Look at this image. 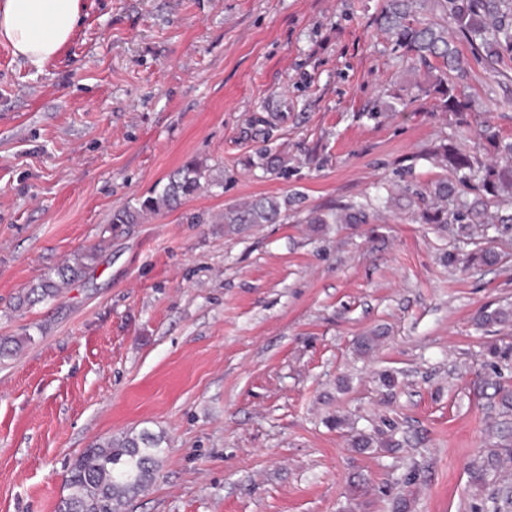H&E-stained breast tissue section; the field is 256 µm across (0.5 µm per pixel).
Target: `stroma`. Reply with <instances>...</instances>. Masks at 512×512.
<instances>
[{"mask_svg":"<svg viewBox=\"0 0 512 512\" xmlns=\"http://www.w3.org/2000/svg\"><path fill=\"white\" fill-rule=\"evenodd\" d=\"M83 3L41 69L0 43V338L20 343L0 357V512H55L86 448L145 430L165 452L125 512H512V359L489 353L512 322H475L512 308V223L473 268L456 222L415 221L457 131L383 0ZM456 44L471 136L512 139V52L488 68ZM394 94L405 111L373 113ZM262 149L287 168L248 167ZM191 161L219 184L112 227ZM262 196L286 201L277 223H216ZM360 204L366 223H330ZM82 259L92 260L91 255H84L77 258L72 264L69 261L57 266L52 272L40 279L36 284L28 288L22 301L19 299V305L23 303L33 304L46 300H54L63 285H68L71 281L83 276L87 269V263Z\"/></svg>","mask_w":512,"mask_h":512,"instance_id":"obj_1","label":"stroma"}]
</instances>
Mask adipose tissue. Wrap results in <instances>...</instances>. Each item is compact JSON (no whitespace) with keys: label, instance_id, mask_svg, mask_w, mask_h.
<instances>
[{"label":"adipose tissue","instance_id":"1","mask_svg":"<svg viewBox=\"0 0 512 512\" xmlns=\"http://www.w3.org/2000/svg\"><path fill=\"white\" fill-rule=\"evenodd\" d=\"M82 11V0H0V42L42 67L73 39Z\"/></svg>","mask_w":512,"mask_h":512}]
</instances>
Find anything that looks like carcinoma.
Segmentation results:
<instances>
[{"label":"carcinoma","instance_id":"obj_1","mask_svg":"<svg viewBox=\"0 0 512 512\" xmlns=\"http://www.w3.org/2000/svg\"><path fill=\"white\" fill-rule=\"evenodd\" d=\"M430 4L440 8L443 20L424 12ZM470 36L474 49L488 66L504 51H512V0H385L381 24L402 57L437 71L426 85H418L425 95L435 99V111L452 117L461 132L470 131L472 100L463 94L454 73L461 70L457 48L448 37V21ZM483 138L494 146L497 159L485 162L475 149L456 144L441 146L437 162L448 177L429 189L430 202L417 213L423 224L448 223V201L465 189L477 192L476 198L461 203L458 209V234L472 240L479 227L489 223V210L512 204V140L483 131ZM217 182L210 170L195 162L178 169L163 189L138 203L112 212V223L136 224L164 209H172L182 200ZM281 214L275 197H260L243 207L224 211L221 224H269ZM499 260L489 247L475 245L466 254L465 263L492 266ZM87 269L82 259L68 261L28 288L22 302L33 304L53 300L60 288L80 278ZM477 319L484 325H496L512 319V312L501 308H483ZM163 438L148 431L125 434L97 443L76 459L68 479L70 493L58 504V512H122V507L140 495L155 479L160 467Z\"/></svg>","mask_w":512,"mask_h":512}]
</instances>
